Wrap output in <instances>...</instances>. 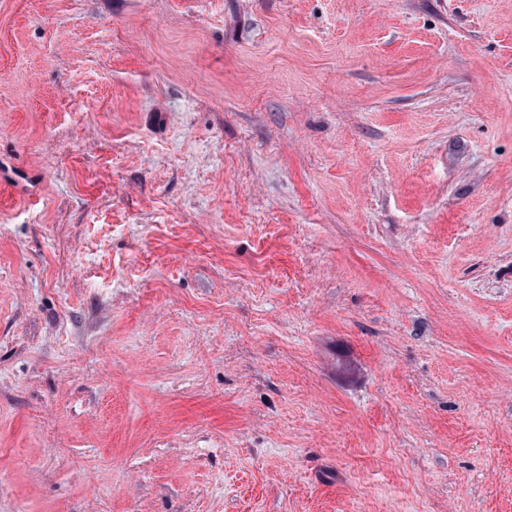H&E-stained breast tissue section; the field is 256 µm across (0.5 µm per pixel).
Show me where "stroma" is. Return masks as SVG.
I'll use <instances>...</instances> for the list:
<instances>
[{"instance_id": "35a3bbf8", "label": "stroma", "mask_w": 512, "mask_h": 512, "mask_svg": "<svg viewBox=\"0 0 512 512\" xmlns=\"http://www.w3.org/2000/svg\"><path fill=\"white\" fill-rule=\"evenodd\" d=\"M0 512H512V0H0Z\"/></svg>"}]
</instances>
